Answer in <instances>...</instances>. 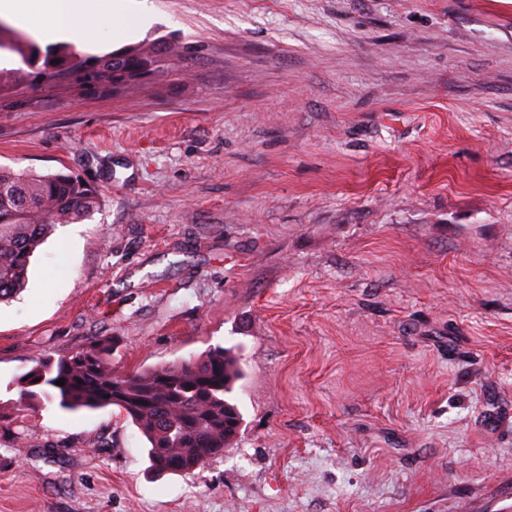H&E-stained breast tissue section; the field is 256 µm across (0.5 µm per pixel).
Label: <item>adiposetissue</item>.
<instances>
[{"instance_id":"1","label":"adipose tissue","mask_w":512,"mask_h":512,"mask_svg":"<svg viewBox=\"0 0 512 512\" xmlns=\"http://www.w3.org/2000/svg\"><path fill=\"white\" fill-rule=\"evenodd\" d=\"M10 20L38 37H51L83 48L102 26L119 36H129L145 25L148 10L127 13L109 0H0V18Z\"/></svg>"}]
</instances>
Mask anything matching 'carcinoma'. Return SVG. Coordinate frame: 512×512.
Listing matches in <instances>:
<instances>
[{
	"label": "carcinoma",
	"instance_id": "carcinoma-1",
	"mask_svg": "<svg viewBox=\"0 0 512 512\" xmlns=\"http://www.w3.org/2000/svg\"><path fill=\"white\" fill-rule=\"evenodd\" d=\"M31 51L42 65H64L72 54L58 45ZM136 56L111 57L102 79L135 70ZM99 207L95 192L76 178L37 175L0 168V301L22 290L30 258L57 224L92 218ZM241 377L238 357L215 347L197 359L174 361L134 373L112 369L108 344L53 360H38L17 381L19 402L44 398L67 411L113 407L146 439L150 469L159 474L193 475L222 455L243 421L237 404L225 399ZM64 380V385L56 381Z\"/></svg>",
	"mask_w": 512,
	"mask_h": 512
}]
</instances>
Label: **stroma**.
<instances>
[{
	"mask_svg": "<svg viewBox=\"0 0 512 512\" xmlns=\"http://www.w3.org/2000/svg\"><path fill=\"white\" fill-rule=\"evenodd\" d=\"M137 83L0 49V167L91 186L0 302V512H495L512 503V0H152ZM232 349L240 433L158 476L117 410H20L100 339Z\"/></svg>",
	"mask_w": 512,
	"mask_h": 512,
	"instance_id": "35a3bbf8",
	"label": "stroma"
}]
</instances>
